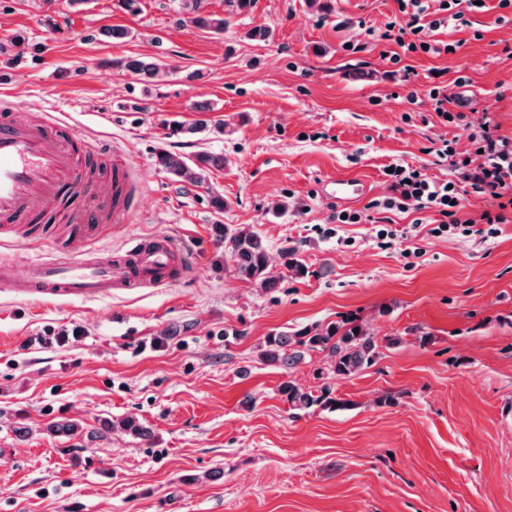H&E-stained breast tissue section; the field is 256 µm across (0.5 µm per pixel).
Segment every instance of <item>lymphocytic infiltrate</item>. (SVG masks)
<instances>
[{"instance_id":"obj_1","label":"lymphocytic infiltrate","mask_w":512,"mask_h":512,"mask_svg":"<svg viewBox=\"0 0 512 512\" xmlns=\"http://www.w3.org/2000/svg\"><path fill=\"white\" fill-rule=\"evenodd\" d=\"M399 15L385 24L384 39L394 41L395 51L390 52L392 63H399L406 52L416 50L439 55L449 53L450 46L434 37L441 20L429 19L428 0H397ZM467 141L475 154L463 159L447 139H437L431 151L439 160L450 161L458 170V180H434L420 169L396 164L392 167L389 195L373 202L377 214L411 210L437 209L443 217L438 232L461 231L469 233L477 225L487 227L488 234H495L498 224L504 223V209L512 207V138L499 135L490 115H483L480 122L466 123ZM475 193L496 204L498 214L482 212L472 215L467 210V193Z\"/></svg>"}]
</instances>
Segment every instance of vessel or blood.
I'll return each instance as SVG.
<instances>
[{"mask_svg":"<svg viewBox=\"0 0 512 512\" xmlns=\"http://www.w3.org/2000/svg\"><path fill=\"white\" fill-rule=\"evenodd\" d=\"M78 136L54 113L20 116L12 103H0V239L16 225L57 212L63 190L79 191L92 166L80 157ZM98 161L111 168V190L95 209L76 218L68 257L40 259L25 273L0 264V286L30 297L83 299L111 294L115 289L161 288L190 269L185 253L168 235L138 238L117 257L83 258L79 252L95 224L104 218L119 223L134 215L139 201L131 193L134 169L125 153L109 149ZM363 186L353 179L330 184L336 202L354 200Z\"/></svg>","mask_w":512,"mask_h":512,"instance_id":"1","label":"vessel or blood"}]
</instances>
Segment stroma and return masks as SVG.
Returning <instances> with one entry per match:
<instances>
[{
    "mask_svg": "<svg viewBox=\"0 0 512 512\" xmlns=\"http://www.w3.org/2000/svg\"><path fill=\"white\" fill-rule=\"evenodd\" d=\"M138 6L0 0V89L20 110L57 113L86 153L125 150L138 174L139 210L104 224L86 255L165 233L192 263L174 284L108 297L40 304L0 287V512H512V213L487 240L432 235L434 209L394 214L422 250L407 259L401 245L378 246L375 225H332L338 205L321 192L361 179L358 211L385 195L390 164L452 178L432 140L466 148L464 122L486 112L512 137V8L485 0L439 29L455 53L394 65L381 34L396 0H327L321 11L255 0L221 35L181 20L179 0ZM261 25L271 40L246 39ZM112 27L126 37H101ZM130 57L162 70L114 67ZM436 84L464 122L434 112ZM199 119L223 133H168L169 121ZM161 148L209 150L224 165L192 187L156 166ZM280 199L288 211L273 214ZM220 223L264 237L276 288L237 277ZM64 235L56 224L51 237L0 243V262L57 255ZM286 241L307 276H286ZM345 319L380 352L352 377L328 379L319 352L291 370L257 356L272 333ZM73 328L80 338L61 342ZM288 380L330 385L349 406L290 411ZM128 417L147 437L113 430ZM70 419L81 432L47 434Z\"/></svg>",
    "mask_w": 512,
    "mask_h": 512,
    "instance_id": "1",
    "label": "stroma"
}]
</instances>
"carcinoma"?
I'll list each match as a JSON object with an SVG mask.
<instances>
[{"label": "carcinoma", "instance_id": "1", "mask_svg": "<svg viewBox=\"0 0 512 512\" xmlns=\"http://www.w3.org/2000/svg\"><path fill=\"white\" fill-rule=\"evenodd\" d=\"M252 3L253 0H224V15L218 16L205 11L204 0H181L187 22L217 34L224 33L231 21L247 12ZM116 65L141 77H152L158 71L157 63L140 58L119 59ZM155 163L177 181L203 187L208 184L211 169L224 165V157L202 150L186 162L161 149L155 154ZM221 240L224 241V256L233 262L239 279L264 290L278 284L279 277L269 269L267 242L253 227L225 224ZM280 255L283 266L293 277L305 275L306 267L299 258L297 247L285 245L280 249ZM311 352L326 354L327 375L343 379L372 365L379 357V345L375 336L363 326L336 323L322 329L302 328L272 334L260 345L259 357L267 365L292 369ZM280 393L294 411L303 412L317 406L333 409L350 406L348 401L331 397L328 386L321 387L316 393L288 380L280 386Z\"/></svg>", "mask_w": 512, "mask_h": 512}]
</instances>
